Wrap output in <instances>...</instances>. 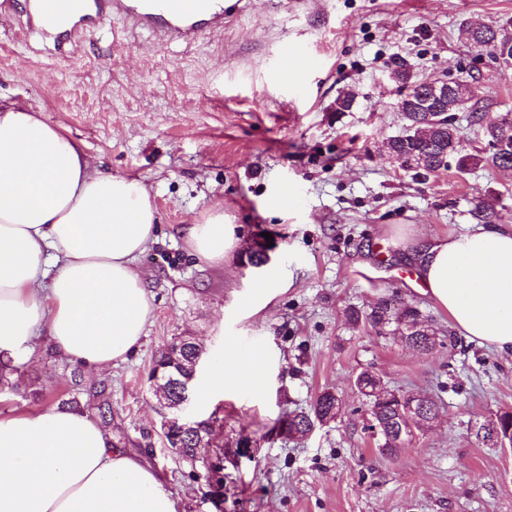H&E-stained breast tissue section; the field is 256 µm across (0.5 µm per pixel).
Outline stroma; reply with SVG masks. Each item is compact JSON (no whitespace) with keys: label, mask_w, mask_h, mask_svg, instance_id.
I'll return each instance as SVG.
<instances>
[{"label":"stroma","mask_w":512,"mask_h":512,"mask_svg":"<svg viewBox=\"0 0 512 512\" xmlns=\"http://www.w3.org/2000/svg\"><path fill=\"white\" fill-rule=\"evenodd\" d=\"M224 11L222 39L164 45L118 24L37 36L30 0L0 13V100L58 125L94 168L142 181L159 219L135 262L154 295L140 351L93 376L46 342L15 355L0 417L74 397L94 420V394L105 390L114 444L161 473L178 512H512V447L476 437L512 411V356L455 330L400 244L464 232L486 198L512 210V171L422 175L384 149L405 131L401 63L415 81L471 80L488 120L512 111V68L475 58L460 35L468 21L512 20V0H224ZM285 40L306 44L314 66L280 72ZM347 89L355 101L337 111ZM285 190L297 203L269 206ZM218 210L239 242L214 266L192 253L182 228ZM258 248L268 261L255 268L248 254ZM257 288L277 294L268 301ZM392 295L432 321L430 354L351 322L352 310ZM180 336L196 337L208 357L230 337L241 355L266 359L261 390L228 386L209 405L190 404L219 417L220 505L205 466L167 447L148 379ZM365 369L440 406L392 457L379 453L353 386ZM325 388L343 400L336 420L300 439L280 434L279 419L309 410Z\"/></svg>","instance_id":"obj_1"}]
</instances>
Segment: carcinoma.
Instances as JSON below:
<instances>
[{
    "label": "carcinoma",
    "instance_id": "1",
    "mask_svg": "<svg viewBox=\"0 0 512 512\" xmlns=\"http://www.w3.org/2000/svg\"><path fill=\"white\" fill-rule=\"evenodd\" d=\"M462 32L470 35L468 42L471 46L489 51L494 60L502 66L512 65V21L495 29L471 21L463 26ZM426 89V82H416L408 87V93L399 102V110L406 122L405 133L391 138L387 146L402 164L415 163L423 158L426 161L425 172L427 173L446 171L452 161L455 162L456 169L461 172L481 165L499 170H512V121L505 118L499 123H483V106L480 105V101L472 90L459 91L448 96V100L442 103L440 111L450 115L458 112L469 113L470 121L481 127L489 150L467 152L462 144L457 125L443 120L433 124L430 134L426 137L417 136L416 125L427 119V113L417 111V101ZM471 214L475 220L483 224H499L505 219V214L492 202L476 204ZM351 317L354 323H363L372 328L382 329L395 325L394 332L398 333L404 343L410 347L418 343V339L414 338L413 332L410 331L412 326L420 321L429 327L432 326L417 307L398 303L391 298H381L366 310H355ZM200 353L201 350L196 345L178 349L174 343L161 352L150 376L158 374L165 379L166 394L170 401L177 402L182 393L191 392L196 372L188 370L187 366L201 359ZM355 386L358 392L369 400L371 414L387 420L395 417L394 406L398 404L399 399L409 396L407 392L392 389L389 391L390 400L383 401L377 398L371 394L375 380L367 370L357 374ZM336 401L334 392L324 390L316 396L310 410L295 413L280 420L281 427L287 432L294 428L310 431L317 421L331 422L337 416V413L333 412ZM216 422L217 417L212 414L202 419L191 433L172 428L166 440L169 448L175 450L178 457L206 464L207 478L215 479L216 484L221 488L224 486V477L220 476L221 465L207 464L212 453L209 440Z\"/></svg>",
    "mask_w": 512,
    "mask_h": 512
}]
</instances>
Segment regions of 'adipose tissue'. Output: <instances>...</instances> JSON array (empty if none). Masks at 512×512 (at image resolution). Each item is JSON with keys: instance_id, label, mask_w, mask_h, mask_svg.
Returning <instances> with one entry per match:
<instances>
[{"instance_id": "ef3b65f1", "label": "adipose tissue", "mask_w": 512, "mask_h": 512, "mask_svg": "<svg viewBox=\"0 0 512 512\" xmlns=\"http://www.w3.org/2000/svg\"><path fill=\"white\" fill-rule=\"evenodd\" d=\"M158 214L141 181L92 167L82 146L31 110L0 103V355L40 340L90 371L127 361L142 344L153 296L133 267ZM206 262L233 249L223 211L188 225ZM424 292L468 339L512 355V230L477 226L420 244ZM265 364L226 340L195 392L250 377ZM0 512H177L142 458L112 444L86 414L46 408L0 418Z\"/></svg>"}]
</instances>
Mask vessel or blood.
I'll use <instances>...</instances> for the list:
<instances>
[{"instance_id":"vessel-or-blood-1","label":"vessel or blood","mask_w":512,"mask_h":512,"mask_svg":"<svg viewBox=\"0 0 512 512\" xmlns=\"http://www.w3.org/2000/svg\"><path fill=\"white\" fill-rule=\"evenodd\" d=\"M34 17L41 28L61 22L74 28L116 22L148 30L155 40L166 43L224 34V0H37ZM313 63L306 45L281 43L280 68L306 69Z\"/></svg>"}]
</instances>
